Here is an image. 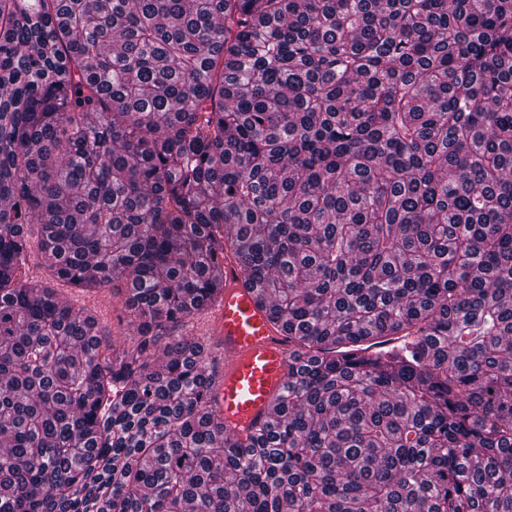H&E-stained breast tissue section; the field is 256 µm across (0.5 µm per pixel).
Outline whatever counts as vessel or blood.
<instances>
[{
	"label": "vessel or blood",
	"mask_w": 512,
	"mask_h": 512,
	"mask_svg": "<svg viewBox=\"0 0 512 512\" xmlns=\"http://www.w3.org/2000/svg\"><path fill=\"white\" fill-rule=\"evenodd\" d=\"M221 380L211 406L224 430L238 435L255 429L270 414L284 375L290 345L265 303L243 284L239 265L224 262V292L207 309Z\"/></svg>",
	"instance_id": "obj_1"
}]
</instances>
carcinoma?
Here are the masks:
<instances>
[{"mask_svg": "<svg viewBox=\"0 0 512 512\" xmlns=\"http://www.w3.org/2000/svg\"><path fill=\"white\" fill-rule=\"evenodd\" d=\"M228 251L243 436L176 335ZM0 512H512V0H0ZM39 234L37 227L30 228V242L31 248L28 251L26 258V269L30 277L44 278L47 275V269L44 257L38 248ZM221 380L211 406L224 417V431L239 435L262 423L274 407L290 345L265 303L243 284L239 265L224 259V294L207 309ZM186 336L211 341L205 316L181 329ZM115 288L107 289L102 294L86 295L77 292L63 282H54V288H57L59 297L75 307L85 306L96 318L99 326L107 327L111 333L108 341L114 345L122 346L131 341L134 327L131 322L134 316L126 308V283L116 282Z\"/></svg>", "mask_w": 512, "mask_h": 512, "instance_id": "cac0c4a2", "label": "carcinoma"}]
</instances>
